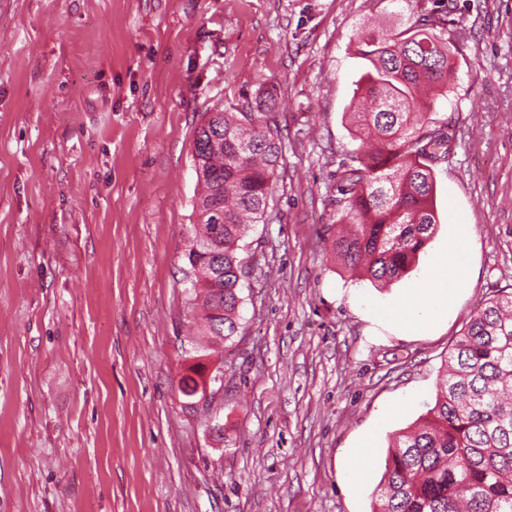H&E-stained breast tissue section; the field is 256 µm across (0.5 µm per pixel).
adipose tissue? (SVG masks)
Returning <instances> with one entry per match:
<instances>
[{"mask_svg":"<svg viewBox=\"0 0 512 512\" xmlns=\"http://www.w3.org/2000/svg\"><path fill=\"white\" fill-rule=\"evenodd\" d=\"M453 303L451 291L435 293L422 284L411 289L401 300L387 305L382 314L402 332L427 331Z\"/></svg>","mask_w":512,"mask_h":512,"instance_id":"ef3b65f1","label":"adipose tissue"}]
</instances>
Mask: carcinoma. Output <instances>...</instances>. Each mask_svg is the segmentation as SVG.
Returning a JSON list of instances; mask_svg holds the SVG:
<instances>
[{
    "instance_id": "carcinoma-1",
    "label": "carcinoma",
    "mask_w": 512,
    "mask_h": 512,
    "mask_svg": "<svg viewBox=\"0 0 512 512\" xmlns=\"http://www.w3.org/2000/svg\"><path fill=\"white\" fill-rule=\"evenodd\" d=\"M447 24L423 10L397 33L367 29L358 37L367 70L357 90L368 107L352 122L372 148L343 165L338 223L352 229L334 235L331 249L383 287L410 272L438 226L433 165L447 159L453 133L421 111L419 92L448 96L455 43ZM193 156L195 238L210 256L194 282L200 332L220 344L238 330L246 265L237 250L245 224L267 212L282 156L278 130L244 111L207 112ZM372 512H512V291L484 300L456 339L429 416L393 441Z\"/></svg>"
}]
</instances>
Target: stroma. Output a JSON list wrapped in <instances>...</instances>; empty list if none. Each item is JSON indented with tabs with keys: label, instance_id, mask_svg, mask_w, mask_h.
Here are the masks:
<instances>
[{
	"label": "stroma",
	"instance_id": "35a3bbf8",
	"mask_svg": "<svg viewBox=\"0 0 512 512\" xmlns=\"http://www.w3.org/2000/svg\"><path fill=\"white\" fill-rule=\"evenodd\" d=\"M438 5L457 46L428 113L455 132L434 167L439 225L380 288L326 239L360 146L356 36ZM266 92L273 199L240 243L238 333L209 360L224 386L190 410L194 132ZM461 232L453 307L398 333L381 307ZM502 288L512 0H0V512H371L392 438L425 418L454 339Z\"/></svg>",
	"mask_w": 512,
	"mask_h": 512
}]
</instances>
